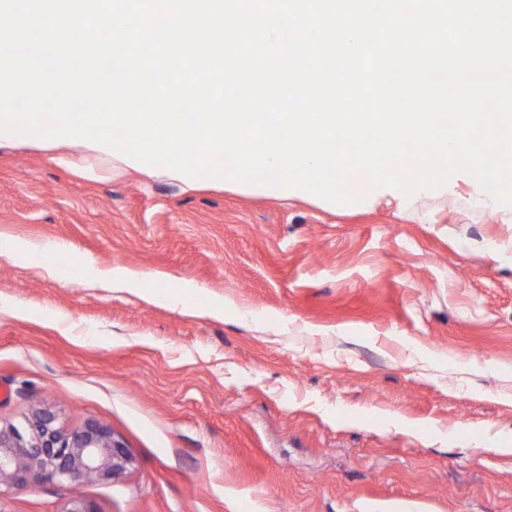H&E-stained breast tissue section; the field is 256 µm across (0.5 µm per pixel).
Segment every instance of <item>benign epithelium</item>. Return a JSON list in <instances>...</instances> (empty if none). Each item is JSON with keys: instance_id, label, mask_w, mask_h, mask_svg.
I'll use <instances>...</instances> for the list:
<instances>
[{"instance_id": "obj_1", "label": "benign epithelium", "mask_w": 512, "mask_h": 512, "mask_svg": "<svg viewBox=\"0 0 512 512\" xmlns=\"http://www.w3.org/2000/svg\"><path fill=\"white\" fill-rule=\"evenodd\" d=\"M29 436L0 427V488H24L50 481L115 479L134 464L122 442L105 427L88 424L68 431L54 412L28 419Z\"/></svg>"}]
</instances>
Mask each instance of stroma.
Returning a JSON list of instances; mask_svg holds the SVG:
<instances>
[{"label": "stroma", "instance_id": "stroma-1", "mask_svg": "<svg viewBox=\"0 0 512 512\" xmlns=\"http://www.w3.org/2000/svg\"><path fill=\"white\" fill-rule=\"evenodd\" d=\"M476 199L340 210L1 138L0 426L110 429L134 464L76 490L99 512H512V209ZM108 275L112 279V285L115 283L117 286L123 287V288H126L129 286L132 288H136L137 290H145V291L141 292L142 295L145 297H147V296L151 297V293L146 291L149 289H142L140 287H142V285L144 284L145 281L151 282L159 277V276H156L155 274L141 275L139 273L128 272L125 270H114V269L112 271H110ZM137 286H139V288H137Z\"/></svg>", "mask_w": 512, "mask_h": 512}]
</instances>
